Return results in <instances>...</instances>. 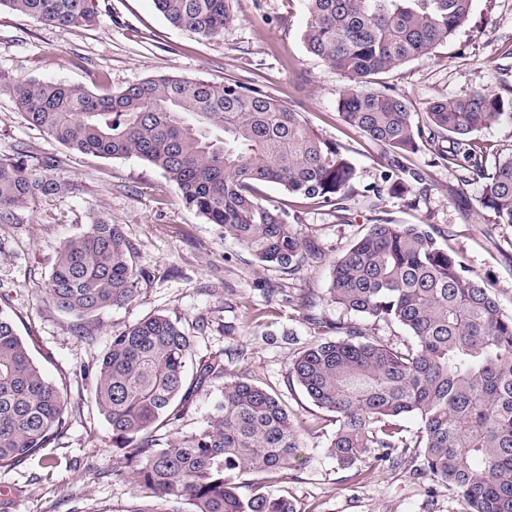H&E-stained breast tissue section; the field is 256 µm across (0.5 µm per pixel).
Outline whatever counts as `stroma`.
Here are the masks:
<instances>
[{"mask_svg":"<svg viewBox=\"0 0 512 512\" xmlns=\"http://www.w3.org/2000/svg\"><path fill=\"white\" fill-rule=\"evenodd\" d=\"M97 22L73 32L46 26L9 9L0 10V154L23 149L30 158L59 159L65 192L36 198L21 224L0 223V305L20 318L32 337L35 359L68 396L63 433L49 452L57 465L37 458L0 469V512H125L133 500L130 480L117 478L125 463L92 398L86 371L95 367L115 333L154 312L179 321L192 340L189 372L223 355L243 352L233 370L270 385L305 428V464L290 471L283 489L303 512H460L446 489L428 491L408 472H377L362 482L325 448L334 425L296 383L287 378L296 354L323 332L324 324L353 320V313L327 295L332 262L364 232L371 214L349 200L352 219L341 223L329 208H303L301 229L318 254L294 275L261 267L223 229L186 207L162 172L135 157L111 159L74 153L30 129L7 83L20 77L79 84L96 93L156 75L227 78L258 86L302 112L327 139L349 151L361 183L377 180L378 151L341 121L337 100L345 80L310 54L301 39L309 21L303 0H233L235 22L221 37L204 41L171 26L153 0H93ZM412 111L430 102L476 91L512 96V0H473L468 23L425 58L390 72ZM407 168L423 174L427 195L408 203L388 195L383 210L400 224H435L445 244L473 275L489 280L505 313L512 314V225L495 223L479 203L480 186L461 183L458 171L438 163L421 145ZM121 225L134 247L140 273L137 299L86 317L83 336L75 322L46 297L54 259L63 244L86 231L95 218ZM312 298V309L282 302V292ZM264 310L259 327L250 321ZM236 326L234 335L225 326ZM224 379L204 380L162 438L203 427L222 399Z\"/></svg>","mask_w":512,"mask_h":512,"instance_id":"35a3bbf8","label":"stroma"}]
</instances>
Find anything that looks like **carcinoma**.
<instances>
[{"instance_id": "cac0c4a2", "label": "carcinoma", "mask_w": 512, "mask_h": 512, "mask_svg": "<svg viewBox=\"0 0 512 512\" xmlns=\"http://www.w3.org/2000/svg\"><path fill=\"white\" fill-rule=\"evenodd\" d=\"M153 2L170 25L205 40L234 21L232 0ZM304 2L305 48L346 79L337 101L341 120L384 159L371 183L358 181L344 147L302 113L235 80L161 75L104 94L36 78H15L8 87L28 125L72 152L141 159L224 237L288 274L317 249L302 235L298 214L261 201V186L279 185L345 221L355 196L377 214L387 194L429 190L421 173L402 164L424 142L461 181L481 184L479 203L496 223L512 225V153L495 158L489 171L478 140L490 122L512 119L502 97L480 91L438 99L417 119L396 91L366 89L434 53L466 23L472 0ZM0 8L73 31L97 18L90 0H0ZM57 167L54 157L29 163L1 156L0 223L21 224L37 197L65 191ZM440 237L432 224L373 218L332 262L327 288L331 302L357 319L304 346L288 377L334 415L326 453L349 472L346 479L408 470L455 493L461 512H512V315ZM133 258L120 225L106 219L64 243L47 298L76 319L77 335L85 317L136 299ZM380 323L400 327L410 340L392 345L374 334ZM191 347L177 321L154 313L114 334L93 372V399L114 450L132 466L119 471L138 498L127 512H300L287 491L270 489L300 460V428L272 388L230 371L221 358L198 374L200 381L224 376L223 398L207 425L159 440L190 394ZM66 413L64 394L0 306V468L41 454ZM408 417L418 425L411 437L401 425Z\"/></svg>"}]
</instances>
